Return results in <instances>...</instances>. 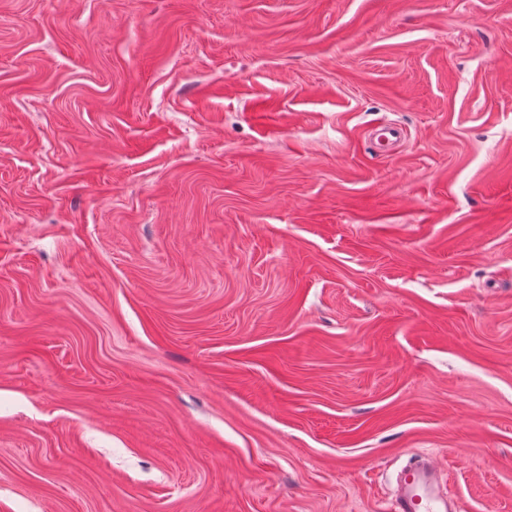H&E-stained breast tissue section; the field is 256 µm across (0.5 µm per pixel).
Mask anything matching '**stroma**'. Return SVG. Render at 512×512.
<instances>
[{
  "instance_id": "1",
  "label": "stroma",
  "mask_w": 512,
  "mask_h": 512,
  "mask_svg": "<svg viewBox=\"0 0 512 512\" xmlns=\"http://www.w3.org/2000/svg\"><path fill=\"white\" fill-rule=\"evenodd\" d=\"M418 456L512 512V0H0V512Z\"/></svg>"
}]
</instances>
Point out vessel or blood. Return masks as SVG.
Masks as SVG:
<instances>
[{
	"instance_id": "vessel-or-blood-1",
	"label": "vessel or blood",
	"mask_w": 512,
	"mask_h": 512,
	"mask_svg": "<svg viewBox=\"0 0 512 512\" xmlns=\"http://www.w3.org/2000/svg\"><path fill=\"white\" fill-rule=\"evenodd\" d=\"M440 472L431 462H419L401 475L389 512H461L439 487Z\"/></svg>"
}]
</instances>
